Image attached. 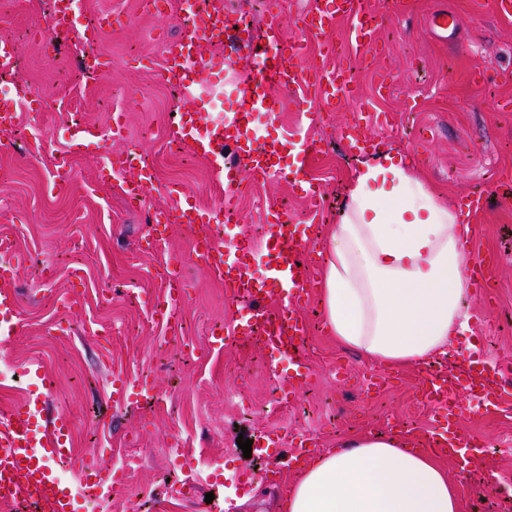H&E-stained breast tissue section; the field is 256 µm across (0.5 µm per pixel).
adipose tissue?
Masks as SVG:
<instances>
[{
	"label": "adipose tissue",
	"mask_w": 512,
	"mask_h": 512,
	"mask_svg": "<svg viewBox=\"0 0 512 512\" xmlns=\"http://www.w3.org/2000/svg\"><path fill=\"white\" fill-rule=\"evenodd\" d=\"M474 234L395 150L354 174L324 237L321 306L339 345L390 367L447 355L470 329L465 250ZM279 512H461L436 457L397 433L354 435L294 468Z\"/></svg>",
	"instance_id": "adipose-tissue-1"
}]
</instances>
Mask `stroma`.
Here are the masks:
<instances>
[{
  "label": "stroma",
  "instance_id": "1",
  "mask_svg": "<svg viewBox=\"0 0 512 512\" xmlns=\"http://www.w3.org/2000/svg\"><path fill=\"white\" fill-rule=\"evenodd\" d=\"M437 1L369 0L388 13L378 53L353 59L354 96L334 114L312 101L301 107L286 102L273 120L255 114L257 135L275 138L300 129L317 150L295 181L241 184L238 231L259 233L271 209L306 220L310 182L323 198L321 233L338 223L350 178L362 164L342 153L338 132L357 113L389 114L392 125L369 123L368 134L380 149L409 155L440 200L453 204L480 190L489 198L470 249L497 260L495 285L467 297L471 326L450 351L448 380L463 379L478 347L512 378V201L500 200L496 189L498 180L512 178V20L491 7L476 8V0H441L457 23L446 35L427 24ZM82 9L91 22L106 12L125 20L98 42L112 69L96 80L76 68L71 40L50 61L31 38L32 30L46 25L49 0H12L0 12V40L15 44L22 77L55 102L43 112L17 106V129L32 139L0 147V239H10L23 256L11 283L19 298L17 324L0 334V370L9 374L0 382V417L40 395L51 410L70 416L73 448L88 463L109 467L130 459L123 483L93 512H212L205 502L209 492L219 496L221 512H239L237 502L247 495L271 512L276 492L294 476L287 468L269 482L254 474L279 464L299 437L319 450L395 425L423 437L436 421L419 400L422 368L387 370L338 345L326 335L315 301L305 311L313 381L288 413L271 410L276 381L267 367L277 363L285 376L289 361L258 342L209 351L210 328L232 327L240 307L192 260L181 224L168 228L164 256L183 263L189 295L182 323L172 332L151 321L140 298L160 293L161 258L137 251V239L149 230L147 214L127 209L117 182L100 181L104 152L140 149L157 174L150 206L169 205L167 188L174 180L205 208L215 206L219 192L206 160L168 145L172 94L158 71L163 40L178 31L177 13L156 17L141 0H82ZM384 75L391 85L379 95L375 85ZM116 111L125 115L119 138L106 133ZM74 119L102 136L71 157V186L55 194L54 161L67 148L63 128ZM34 360L45 366V388L30 387L23 376ZM117 372L149 376L154 401L109 400L108 379ZM383 372L388 382L379 391H364V378ZM461 430L496 445L491 465L476 464L465 474L444 461L462 512H512V389L495 409L465 412ZM240 437L271 445L247 456L236 443ZM177 454L198 486L188 501L170 495Z\"/></svg>",
  "mask_w": 512,
  "mask_h": 512
}]
</instances>
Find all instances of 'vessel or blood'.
I'll use <instances>...</instances> for the list:
<instances>
[{"mask_svg": "<svg viewBox=\"0 0 512 512\" xmlns=\"http://www.w3.org/2000/svg\"><path fill=\"white\" fill-rule=\"evenodd\" d=\"M80 13V0H58L50 18L52 27L70 28ZM379 14L367 0H325L316 11L301 15L296 23L300 30L322 37L338 20L352 23L349 39L356 53L365 56L377 47ZM224 45L220 56L202 52L204 43ZM250 59L235 79L239 108L232 117L221 121L212 117V96L209 91L213 72L231 64L234 56ZM335 44L324 42L314 62H307L303 41H285L278 19H270L261 36L231 29L229 16L213 8L197 13L191 24L165 45V65L160 73L163 80L174 81L187 103L170 135L179 142L189 143L193 154L208 160L216 174L217 185L223 186L224 196L217 209L200 207L183 187H175V202L167 208L147 210L153 224H188L196 234L192 254L198 264L216 281L224 284L232 299L255 303L253 312L234 323L233 335L247 339L262 335L265 345L287 356L294 371L287 377L279 393L281 400L293 402L303 393L312 378V369L304 350L309 326L302 310L316 286L302 253L307 247L314 224L322 219V200L317 190H310L308 219L291 224L274 218L261 240L236 235L226 237L215 233L212 221L215 213H223L228 224L237 223L235 195L245 178L259 181L284 180L289 173L278 163L284 151L294 153L296 169H303L315 150L316 143L302 131H293L287 138L261 140L253 136L248 117L255 110L275 114L286 94L301 93L326 105L341 102L351 94L348 67L339 61ZM41 105L37 91L26 81H19L14 96L0 103V133L8 134L15 126L16 105ZM339 140L345 151L354 156L367 154L373 141L359 125L341 128ZM101 180L119 178V187L128 207L145 208L147 192L156 176L151 166H132L128 157L108 159L99 169ZM260 252L265 258L266 272L256 277L249 273L247 257ZM495 262L481 256L467 260L465 271L476 286L488 287ZM177 261L165 262L163 271L166 289L161 296L149 299L155 316L169 327L180 321L185 303V291ZM13 269L0 267V327H13L18 314V297L9 289ZM283 286V305L259 309V302L272 298L276 286ZM462 392L448 384L446 371L429 372L423 396L434 415L445 425L444 433H429L424 448L448 451L464 464L484 456V443L468 439L458 432L462 413L460 396L478 400L480 406H497L503 396L504 384L499 365L486 358L472 361L464 374ZM152 383L125 373L114 375L110 395L113 402H124L128 395L144 396L152 391ZM72 422L67 414L46 418L42 415V400L27 399L9 416L0 419V504L35 505L38 512H78V501L85 493L100 499L110 497L116 484L111 472L87 464L77 457L71 444Z\"/></svg>", "mask_w": 512, "mask_h": 512, "instance_id": "b4317fda", "label": "vessel or blood"}]
</instances>
